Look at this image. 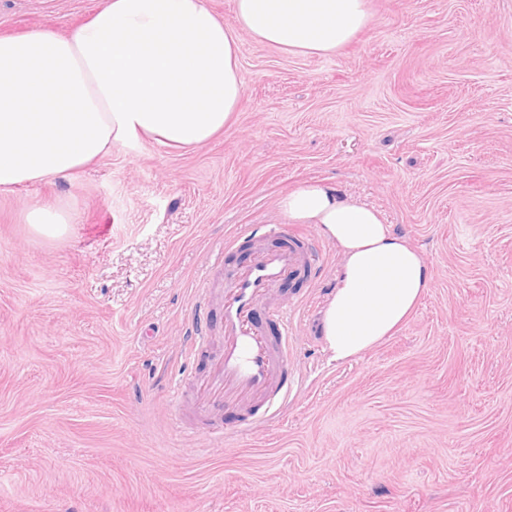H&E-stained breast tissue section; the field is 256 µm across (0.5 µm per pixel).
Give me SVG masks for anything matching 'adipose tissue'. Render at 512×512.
<instances>
[{
  "label": "adipose tissue",
  "mask_w": 512,
  "mask_h": 512,
  "mask_svg": "<svg viewBox=\"0 0 512 512\" xmlns=\"http://www.w3.org/2000/svg\"><path fill=\"white\" fill-rule=\"evenodd\" d=\"M371 22L367 0H235L229 22L204 0H106L68 34L1 36L0 193L71 177L146 137L172 147L210 141L241 102V34L286 55L331 56ZM278 209L316 225L342 256L322 317L337 362L391 336L433 281L379 210L334 187L302 184ZM26 222L61 238L72 217L36 200Z\"/></svg>",
  "instance_id": "1"
}]
</instances>
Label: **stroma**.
<instances>
[{"instance_id": "1", "label": "stroma", "mask_w": 512, "mask_h": 512, "mask_svg": "<svg viewBox=\"0 0 512 512\" xmlns=\"http://www.w3.org/2000/svg\"><path fill=\"white\" fill-rule=\"evenodd\" d=\"M102 0H0V36L68 33ZM328 57L241 36L234 125L186 149L148 139L74 176L0 193V512H512V0H368ZM305 181L378 208L423 254L426 296L394 336L331 360L321 312L340 256L300 285L266 425L209 441L192 303L222 351L224 266ZM67 203L50 239L32 202ZM26 223L34 233L47 238H61L67 235L72 224L70 213L59 205H45L34 200L28 207ZM202 299V300H201ZM208 302L205 296H199L193 305V319L190 335L187 336V356L189 360H195L203 353V347L209 337V326L205 320Z\"/></svg>"}]
</instances>
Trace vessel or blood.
I'll use <instances>...</instances> for the list:
<instances>
[{"mask_svg":"<svg viewBox=\"0 0 512 512\" xmlns=\"http://www.w3.org/2000/svg\"><path fill=\"white\" fill-rule=\"evenodd\" d=\"M267 233V225L250 224L224 240L223 254H230L242 241L251 243L253 252L248 262L227 268L224 275L223 352L212 361L200 388L201 400L214 409L248 407L257 401L266 407L261 414L210 426L212 438L272 419L287 405L292 390L288 366L295 309L273 304L271 297L288 278L314 270L319 250L292 227L279 226L280 243L274 247L266 244ZM207 309L203 299L193 305L187 338V356L192 360L202 355L209 337Z\"/></svg>","mask_w":512,"mask_h":512,"instance_id":"vessel-or-blood-1","label":"vessel or blood"}]
</instances>
